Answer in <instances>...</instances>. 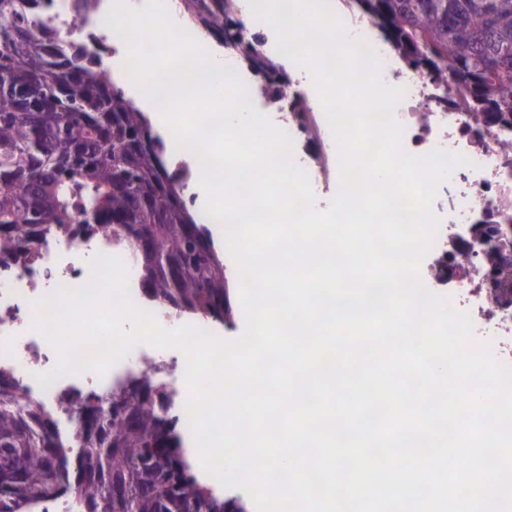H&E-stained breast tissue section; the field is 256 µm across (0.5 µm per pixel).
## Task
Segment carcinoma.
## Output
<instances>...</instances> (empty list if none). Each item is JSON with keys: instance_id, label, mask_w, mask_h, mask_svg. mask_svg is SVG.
I'll return each mask as SVG.
<instances>
[{"instance_id": "obj_1", "label": "carcinoma", "mask_w": 512, "mask_h": 512, "mask_svg": "<svg viewBox=\"0 0 512 512\" xmlns=\"http://www.w3.org/2000/svg\"><path fill=\"white\" fill-rule=\"evenodd\" d=\"M37 0H0V258L27 263L46 238L105 229L139 259L145 297L175 314L230 321L224 264L164 164L163 142L103 70L60 46ZM195 21L238 45L240 22L225 0H186ZM401 58L472 112L512 125V0H353ZM270 84L286 82L264 58L246 56ZM166 392L140 377L86 402L76 467L38 403L16 406L0 373V512L78 495L85 512H246L200 483L181 453Z\"/></svg>"}]
</instances>
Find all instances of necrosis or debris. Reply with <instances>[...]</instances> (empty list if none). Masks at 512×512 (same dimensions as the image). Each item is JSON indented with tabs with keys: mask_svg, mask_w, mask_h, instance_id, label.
<instances>
[{
	"mask_svg": "<svg viewBox=\"0 0 512 512\" xmlns=\"http://www.w3.org/2000/svg\"><path fill=\"white\" fill-rule=\"evenodd\" d=\"M113 0H40L38 14L48 27L77 32L106 45L113 64L124 66L125 42L110 29ZM368 73L403 88L393 113L402 127L407 153L425 155L441 148L471 159V166L450 171L439 187L433 210L440 219L429 253V287L447 292L457 311L468 313L476 336L488 340L495 358L512 364V127L468 112L462 95L448 93L427 74L397 65L386 53L366 64ZM312 128L292 114L279 113L276 127L292 139L315 136L316 152L295 153L292 163L305 172L315 194L326 193L336 177L337 145L322 107L311 110ZM120 259L127 269L133 302L153 313L158 324L172 317L150 304L140 286L139 263L106 232L91 237L48 238L40 258L17 266L0 263V370L15 385L19 405L38 403L56 410L69 430H77L87 399L111 394L128 370L137 376L169 380L167 411L181 430H189L185 403L192 391L186 380L185 358L174 348L140 344L105 376L68 373L39 384L38 374L57 362L54 348L32 328L35 299L57 287L78 288L92 281L91 262L97 254Z\"/></svg>",
	"mask_w": 512,
	"mask_h": 512,
	"instance_id": "4bbe7bcc",
	"label": "necrosis or debris"
}]
</instances>
